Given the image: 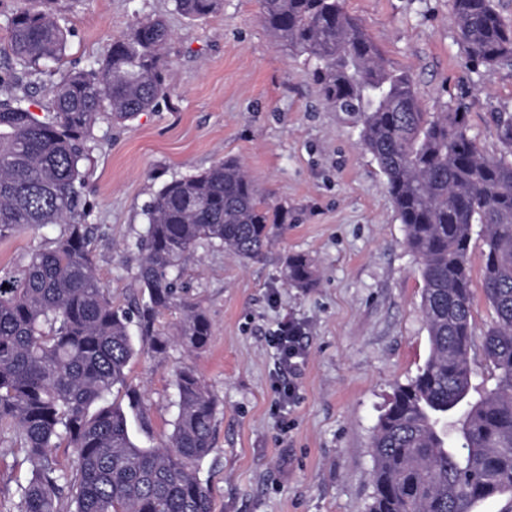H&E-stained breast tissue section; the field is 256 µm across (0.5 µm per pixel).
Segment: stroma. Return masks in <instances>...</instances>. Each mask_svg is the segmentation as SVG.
<instances>
[{"label":"stroma","instance_id":"35a3bbf8","mask_svg":"<svg viewBox=\"0 0 512 512\" xmlns=\"http://www.w3.org/2000/svg\"><path fill=\"white\" fill-rule=\"evenodd\" d=\"M377 42L389 69L411 75L424 111L465 112L469 133L500 156L494 117L512 113V67L467 63L448 0H342ZM71 36L58 62L19 73L33 112L49 106L64 75L101 58L136 20L163 18L168 95L124 125L99 122L86 164L91 257L118 301L136 296L137 240L145 210L172 178L238 160L286 221L262 256L241 262L200 247L182 273V295L211 322L206 348L172 345L143 354L126 373L140 389L141 417L129 430L141 447L159 445L177 413L173 371L192 367L217 402L214 445L199 467L214 512H368L370 443L396 386L429 354L420 309L422 281L374 157L354 116L334 111L312 80L313 66L264 28L257 0H224L200 21L172 0H56ZM50 224L0 238V270L15 272L54 239ZM484 232L470 251L474 293L470 352L476 390L495 383L483 335L495 320L482 286ZM306 256L305 288L283 278L285 260ZM303 332L296 373L281 365L284 322ZM29 465L0 436V512L19 501Z\"/></svg>","mask_w":512,"mask_h":512}]
</instances>
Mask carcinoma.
Returning <instances> with one entry per match:
<instances>
[{
	"instance_id": "obj_1",
	"label": "carcinoma",
	"mask_w": 512,
	"mask_h": 512,
	"mask_svg": "<svg viewBox=\"0 0 512 512\" xmlns=\"http://www.w3.org/2000/svg\"><path fill=\"white\" fill-rule=\"evenodd\" d=\"M21 7L8 20L13 65L27 70L63 55L67 33L55 0ZM191 21L220 0H174ZM459 43L474 67L512 65V27L495 0H450ZM265 28L316 62L312 78L327 103L361 122L360 144L386 177L406 244L423 283L421 312L430 353L398 386L372 438L375 461L368 512H474L512 492V113L496 118L505 155L487 157L461 112H424L409 74L386 68L377 43L340 0H259ZM170 33L145 19L112 41L105 57L67 73L50 109L0 75V237L60 224V234L18 272H0V433L30 465L19 512H213L198 465L213 448L216 399L187 368L175 371L173 430L155 447L136 445L128 412L142 407L129 362L163 354L171 340L204 348L211 323L186 303L180 274L197 248L242 259L261 255L284 223L234 159L164 184L146 210L140 295L112 299L91 258L83 199L88 143L100 119L124 124L167 96L162 54ZM484 228L483 290L496 324L484 336L495 387L472 399L470 244ZM286 282L307 287L309 260L288 258ZM179 309L173 337L156 328ZM148 339L136 346L130 325ZM127 400L122 406L119 400ZM76 458L70 474L52 451Z\"/></svg>"
}]
</instances>
